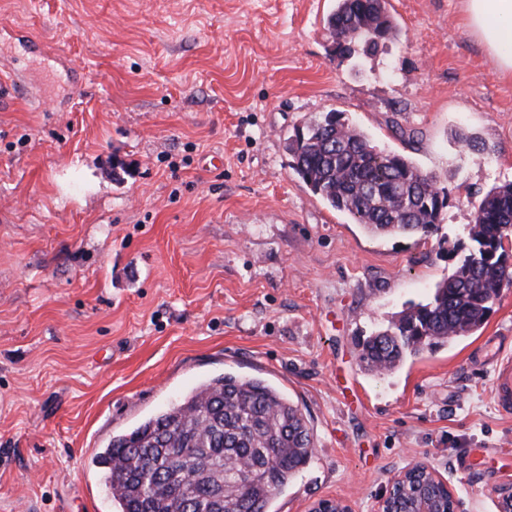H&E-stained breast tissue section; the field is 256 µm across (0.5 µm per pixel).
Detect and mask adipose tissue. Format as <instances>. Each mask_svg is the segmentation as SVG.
Returning <instances> with one entry per match:
<instances>
[{
    "label": "adipose tissue",
    "instance_id": "ef3b65f1",
    "mask_svg": "<svg viewBox=\"0 0 512 512\" xmlns=\"http://www.w3.org/2000/svg\"><path fill=\"white\" fill-rule=\"evenodd\" d=\"M465 23L501 75L512 76V0H463Z\"/></svg>",
    "mask_w": 512,
    "mask_h": 512
}]
</instances>
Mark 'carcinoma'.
Instances as JSON below:
<instances>
[{"instance_id":"1","label":"carcinoma","mask_w":512,"mask_h":512,"mask_svg":"<svg viewBox=\"0 0 512 512\" xmlns=\"http://www.w3.org/2000/svg\"><path fill=\"white\" fill-rule=\"evenodd\" d=\"M336 54L372 56L398 29L388 0H336L326 18ZM291 168L309 191L378 237L428 236L438 230L445 190L408 157L379 149L342 112L314 118L286 139ZM470 245L429 299L398 313L366 339L360 360L376 373L437 344H452L485 323L512 287V183L495 186L464 226ZM314 447L308 420L274 384L226 373L179 403L112 437L94 462L117 512H269L274 495ZM239 460L258 471L242 484ZM224 490L217 504L215 485Z\"/></svg>"}]
</instances>
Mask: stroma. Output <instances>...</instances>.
I'll list each match as a JSON object with an SVG mask.
<instances>
[{"mask_svg":"<svg viewBox=\"0 0 512 512\" xmlns=\"http://www.w3.org/2000/svg\"><path fill=\"white\" fill-rule=\"evenodd\" d=\"M400 33L336 55L333 0H0V512H114L93 459L230 372L282 389L315 448L270 512H371L423 463L462 512L512 486L488 345L512 288L453 346L371 373L361 343L455 264L473 204L512 182V78L461 0H390ZM84 76L62 98L22 42ZM344 112L448 193L429 238H379L313 196L286 138Z\"/></svg>","mask_w":512,"mask_h":512,"instance_id":"obj_1","label":"stroma"}]
</instances>
